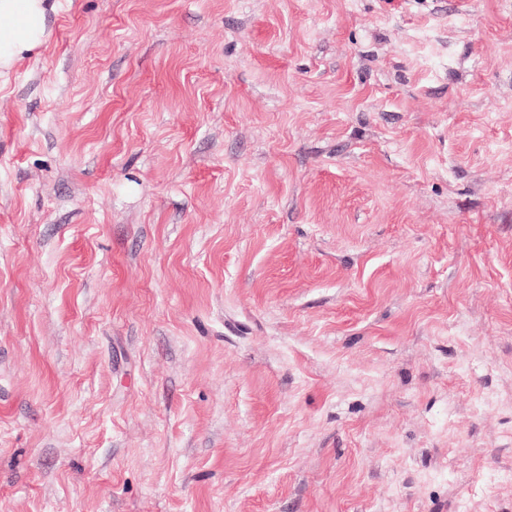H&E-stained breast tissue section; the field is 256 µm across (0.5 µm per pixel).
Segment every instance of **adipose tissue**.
Segmentation results:
<instances>
[{"label": "adipose tissue", "instance_id": "ef3b65f1", "mask_svg": "<svg viewBox=\"0 0 512 512\" xmlns=\"http://www.w3.org/2000/svg\"><path fill=\"white\" fill-rule=\"evenodd\" d=\"M49 0H0V75L47 38Z\"/></svg>", "mask_w": 512, "mask_h": 512}]
</instances>
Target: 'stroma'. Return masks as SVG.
Listing matches in <instances>:
<instances>
[{
	"mask_svg": "<svg viewBox=\"0 0 512 512\" xmlns=\"http://www.w3.org/2000/svg\"><path fill=\"white\" fill-rule=\"evenodd\" d=\"M55 3L0 512H512V0Z\"/></svg>",
	"mask_w": 512,
	"mask_h": 512,
	"instance_id": "35a3bbf8",
	"label": "stroma"
}]
</instances>
